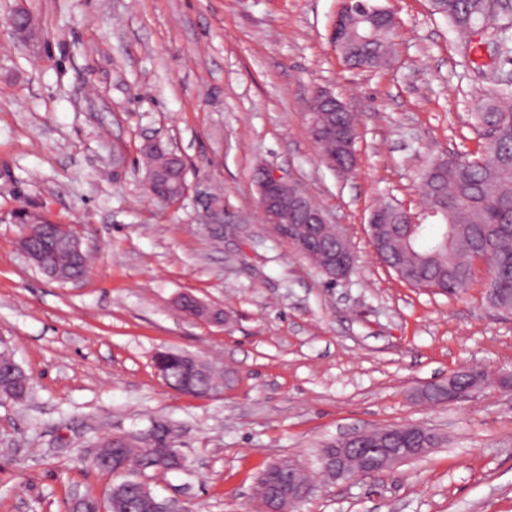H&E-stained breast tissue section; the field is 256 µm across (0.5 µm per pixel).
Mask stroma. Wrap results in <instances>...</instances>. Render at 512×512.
<instances>
[{"label":"stroma","instance_id":"obj_1","mask_svg":"<svg viewBox=\"0 0 512 512\" xmlns=\"http://www.w3.org/2000/svg\"><path fill=\"white\" fill-rule=\"evenodd\" d=\"M399 21V58L348 68L331 39L343 0H0L33 30L0 23V336L29 378L0 402V512H66L113 483L101 439L173 423L182 471L150 474L190 512H249L271 462L313 466L349 432L414 422L442 448L394 474L320 481L298 512H512V393L422 404L421 386L469 365L512 371V310L485 299L476 265L457 295L413 287L376 254L381 201L416 211L420 171L482 148L471 114L512 74V58L467 68L429 0H375ZM359 124L357 166L319 156L307 124L314 88ZM187 165L186 198L147 192L140 147ZM289 173L339 225L354 256L329 282L266 224L257 166ZM224 200L223 236L206 212ZM73 225L91 262L59 282L17 249L18 207ZM190 295L222 322L182 311ZM234 372L208 397L180 394L156 352Z\"/></svg>","mask_w":512,"mask_h":512}]
</instances>
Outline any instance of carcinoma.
Here are the masks:
<instances>
[{
  "instance_id": "cac0c4a2",
  "label": "carcinoma",
  "mask_w": 512,
  "mask_h": 512,
  "mask_svg": "<svg viewBox=\"0 0 512 512\" xmlns=\"http://www.w3.org/2000/svg\"><path fill=\"white\" fill-rule=\"evenodd\" d=\"M434 13L464 37L462 56L471 60L482 50L471 39L479 24H487L489 47L498 54L509 52L512 31V0H430ZM358 39L353 43L349 65L387 69L395 58L396 29L389 28L370 12L360 13ZM474 120L478 132L490 130L496 137L485 140L479 154L446 155L430 160L421 173V191L426 207L437 208L434 223L408 222L403 208L386 203L381 225L385 247L381 260L393 271L410 270L400 278L416 288H431L442 294L465 290L472 278L476 253L487 256L485 298L500 309H512V83H502L491 95L477 100ZM57 280L81 278L88 257L65 249L50 257ZM29 392L24 372H0V399L22 401ZM143 441L124 448L108 438L99 444V454L110 458L131 457L142 472L164 471L165 438L172 428L153 421L137 430ZM129 477L117 483L121 496L117 512H158L160 504L138 497Z\"/></svg>"
}]
</instances>
